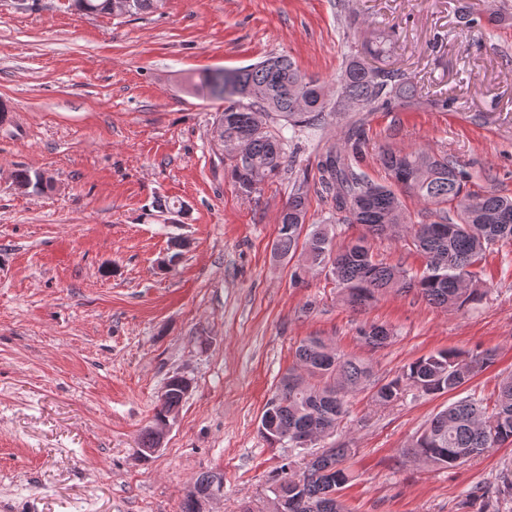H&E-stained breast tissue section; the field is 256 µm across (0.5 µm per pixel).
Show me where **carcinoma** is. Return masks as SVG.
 <instances>
[{
    "label": "carcinoma",
    "instance_id": "cac0c4a2",
    "mask_svg": "<svg viewBox=\"0 0 512 512\" xmlns=\"http://www.w3.org/2000/svg\"><path fill=\"white\" fill-rule=\"evenodd\" d=\"M81 14L124 13L131 17L157 9L158 0H70ZM195 88L224 101L211 128L212 139L224 142L235 137L243 141L244 153L229 156L228 168L241 194L251 196L266 181L292 166L290 149L299 133L315 129L330 114L342 116L362 112L378 101L406 106L416 99L415 86L397 75L348 58L336 80V99L328 98L327 84L303 72L292 58L269 56L246 67L199 74ZM282 120L279 128L267 125L271 114ZM342 145L332 146L317 163L316 192L333 195L336 211L345 220L359 224L364 233L341 244L329 224H313L304 231L308 212V181L294 186L280 210L274 254L297 258L292 277L302 282L310 272H328L338 283L342 300L362 308L383 292H417L435 307L462 310L482 300L477 271L486 251L496 242H512V196L489 187L482 193L466 189L467 173L446 154L417 149L386 150L380 161L388 174L384 184L370 182L345 162ZM15 188L23 193L47 186L40 173L20 169ZM435 206L432 220L416 224L402 200ZM403 235L409 249L424 260L419 275H411L399 264L374 258L371 242L391 231ZM376 325L360 329L363 343L375 350L386 345L390 334L373 333ZM319 338L308 337L295 349V363L288 369V383H279L262 413L268 418L264 435L279 444V434L307 433L317 428L336 429L346 414V396L367 386L372 399L389 404L415 390L423 394L453 392L462 388L493 361V353L476 354L441 350L411 362L390 381L372 380V367L340 350L333 355L321 351ZM184 379L173 376L153 422L181 405ZM512 444V375L501 380L493 406L481 399L465 397L438 412L417 433L409 447L423 462L442 468L458 466L490 448ZM349 448H333L311 458L295 469L288 464L275 482H299L300 489H288V500L299 497L301 504L288 512H344L333 491L353 480L345 465ZM512 498V478L505 476L495 491L476 489L480 512H499L498 501Z\"/></svg>",
    "mask_w": 512,
    "mask_h": 512
}]
</instances>
